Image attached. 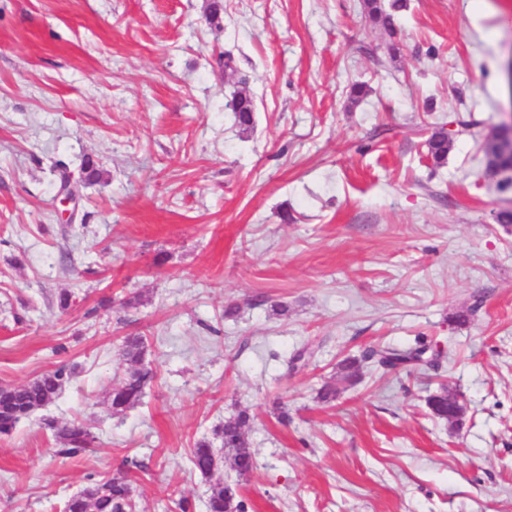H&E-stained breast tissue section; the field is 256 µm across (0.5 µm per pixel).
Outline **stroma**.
Wrapping results in <instances>:
<instances>
[{
  "label": "stroma",
  "mask_w": 512,
  "mask_h": 512,
  "mask_svg": "<svg viewBox=\"0 0 512 512\" xmlns=\"http://www.w3.org/2000/svg\"><path fill=\"white\" fill-rule=\"evenodd\" d=\"M209 3L0 0V387L74 370L0 438V512H61L120 470L135 512H206L190 450L242 409L248 512H512V188L483 162L512 122V0H405L392 34L363 0H224L214 23ZM86 156L68 225L57 164ZM130 333L155 378L115 415ZM419 342L439 368L366 363L318 400L346 357ZM443 386L461 427L426 406ZM45 415L91 449L59 455ZM231 112H234L237 125L242 131H248L254 127V99L246 87L237 91L228 103ZM428 158L435 165H442L448 158L452 148V140H448V134L444 131L434 132L426 142Z\"/></svg>",
  "instance_id": "1"
}]
</instances>
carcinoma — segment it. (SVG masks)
<instances>
[{
    "mask_svg": "<svg viewBox=\"0 0 512 512\" xmlns=\"http://www.w3.org/2000/svg\"><path fill=\"white\" fill-rule=\"evenodd\" d=\"M366 22L386 31H394V11L402 8L397 2L385 6L382 0H364ZM228 108L234 112L237 125L242 131L254 127V99L249 90L242 88L233 95ZM428 158L435 165H442L448 158L453 142L448 134L440 131L433 133L426 142ZM428 347L418 344L414 348L397 350L389 347H370L358 357L347 358L339 366V382L352 385L360 377L362 363L369 361L374 365L392 369L399 365L416 364L429 366L432 360L425 357ZM122 356L129 361L131 369L112 388L110 408L114 414H123L138 406L145 389L154 378L153 371L142 364L145 342L142 336L124 337ZM73 377L72 370L66 365L43 374L39 378L23 385L0 389V436L12 434L16 425L30 417L35 411L53 403ZM426 405L432 415L454 428L462 423V418L448 411V392L442 387L430 394ZM250 415L241 410L225 419L212 429V437L196 442L190 455L192 469L204 479H209L214 471L230 462V470L237 477L251 472L254 467L252 449L246 439ZM42 428L50 431L55 441L60 443L67 453H77L91 446L94 436L88 428L77 423L61 424L54 418H45ZM220 442L215 447L214 442ZM133 484L126 473H118L110 478L96 481L64 503L65 512H133ZM246 505L240 495L239 484L228 480L209 484L207 497L208 512H245Z\"/></svg>",
    "mask_w": 512,
    "mask_h": 512,
    "instance_id": "obj_1",
    "label": "carcinoma"
}]
</instances>
